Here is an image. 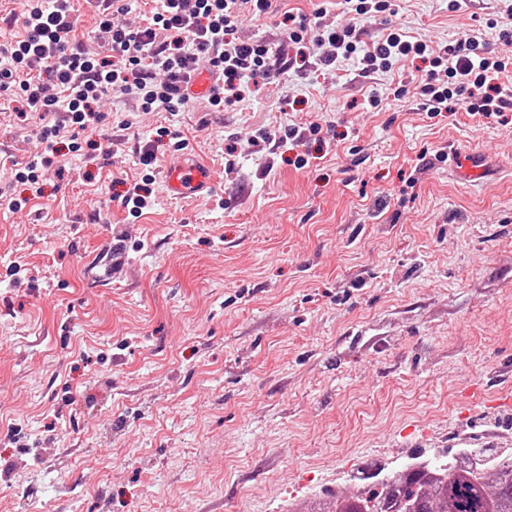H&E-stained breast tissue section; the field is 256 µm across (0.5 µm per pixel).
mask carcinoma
I'll return each mask as SVG.
<instances>
[{
    "label": "carcinoma",
    "instance_id": "1",
    "mask_svg": "<svg viewBox=\"0 0 512 512\" xmlns=\"http://www.w3.org/2000/svg\"><path fill=\"white\" fill-rule=\"evenodd\" d=\"M312 512H512V454L453 449L442 468L395 471L358 494H332Z\"/></svg>",
    "mask_w": 512,
    "mask_h": 512
}]
</instances>
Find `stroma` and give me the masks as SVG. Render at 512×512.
<instances>
[{
	"label": "stroma",
	"instance_id": "1",
	"mask_svg": "<svg viewBox=\"0 0 512 512\" xmlns=\"http://www.w3.org/2000/svg\"><path fill=\"white\" fill-rule=\"evenodd\" d=\"M390 2L380 19L272 0L244 33L276 41L290 11L512 52V0ZM428 68L366 78L345 60L224 112L202 95L173 114L112 99L101 122L61 131L19 211L14 165L36 140L0 92V512H288L352 492L371 464L512 448V111H424ZM312 121L330 145L246 144ZM152 138L135 217L118 195ZM454 148L481 156L475 181L450 168ZM191 159L215 187L172 198L164 172Z\"/></svg>",
	"mask_w": 512,
	"mask_h": 512
}]
</instances>
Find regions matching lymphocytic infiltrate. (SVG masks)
I'll list each match as a JSON object with an SVG mask.
<instances>
[{
	"label": "lymphocytic infiltrate",
	"mask_w": 512,
	"mask_h": 512,
	"mask_svg": "<svg viewBox=\"0 0 512 512\" xmlns=\"http://www.w3.org/2000/svg\"><path fill=\"white\" fill-rule=\"evenodd\" d=\"M150 21L129 20L124 0H101L98 28L110 52L89 54L76 36L72 0H28L22 39L0 44V91L12 92L16 112L37 119L38 146L15 175L33 185L54 164L62 129H86L114 96L132 97L144 112H176L191 99L190 82L201 72L214 77L208 99L216 110L244 100L256 79L288 72H323L356 59L363 75L385 72L399 60L421 56L423 40L395 30L375 37L355 25H325L284 12L281 40L270 46L242 39L245 17L268 14L271 0H159ZM512 58L487 51L477 37L445 46L419 89L424 110L451 111L467 95L475 113L489 117L512 110V89L497 78Z\"/></svg>",
	"instance_id": "obj_1"
}]
</instances>
